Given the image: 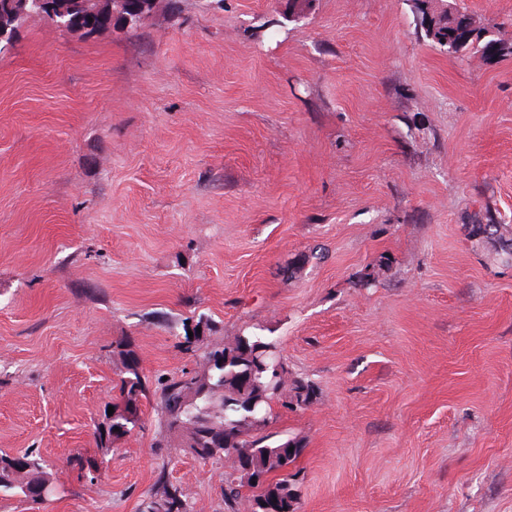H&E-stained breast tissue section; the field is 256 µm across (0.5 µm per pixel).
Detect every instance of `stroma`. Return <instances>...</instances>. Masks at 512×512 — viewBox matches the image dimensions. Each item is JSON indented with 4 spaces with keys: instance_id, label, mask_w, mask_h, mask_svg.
<instances>
[{
    "instance_id": "1",
    "label": "stroma",
    "mask_w": 512,
    "mask_h": 512,
    "mask_svg": "<svg viewBox=\"0 0 512 512\" xmlns=\"http://www.w3.org/2000/svg\"><path fill=\"white\" fill-rule=\"evenodd\" d=\"M495 41L458 57L442 0H179L82 37L32 17L0 55V451L51 467L37 512H139L159 471L226 512L222 462L145 429L101 452L112 346L145 375L277 343L317 397L299 512H512V0H454ZM98 459L95 485L74 455ZM501 226L498 224H475L470 229L472 237L478 240H493L499 242L498 254L506 255L508 259H512V239L503 237L500 232ZM510 259V260H511Z\"/></svg>"
}]
</instances>
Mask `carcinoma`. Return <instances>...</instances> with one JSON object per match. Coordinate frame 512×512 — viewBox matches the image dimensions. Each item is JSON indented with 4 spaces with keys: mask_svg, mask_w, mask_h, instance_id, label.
Instances as JSON below:
<instances>
[{
    "mask_svg": "<svg viewBox=\"0 0 512 512\" xmlns=\"http://www.w3.org/2000/svg\"><path fill=\"white\" fill-rule=\"evenodd\" d=\"M55 11L72 17L70 30L88 35L123 27V19L112 16L108 0H102V11L75 14L71 0H55ZM471 17L457 8L438 18V27L429 31L437 44L450 54L467 50L483 35V28L467 29ZM471 236L499 242L497 253L512 258V239L503 237L498 224H475ZM201 332L188 336L183 329L180 347L191 351L197 343L206 342L200 355L201 367L167 378L158 376L150 382L144 376L140 360L127 341L113 346L120 368L115 388L119 396L112 403L114 413L103 410L102 421L94 425L96 446L110 450L112 443L136 428H143L142 418L128 414L132 400L153 396L160 424L167 432L183 438V450L194 458L209 462L230 463L224 479V505L228 512H238L241 488L252 489L250 512H298V494L289 469L303 452L304 444L292 437L275 440L259 430L272 416V402L277 400L287 409L309 405L317 389L310 381H288V368L276 355L275 343L263 336H237L231 343L212 335L216 325L203 316L193 319ZM208 331L210 335L202 336ZM52 495L56 485L46 470L44 460L32 451L0 452V501L23 498L42 504L39 491ZM140 512H192L186 491L171 481L162 470L156 489L140 505Z\"/></svg>",
    "mask_w": 512,
    "mask_h": 512,
    "instance_id": "carcinoma-1",
    "label": "carcinoma"
}]
</instances>
